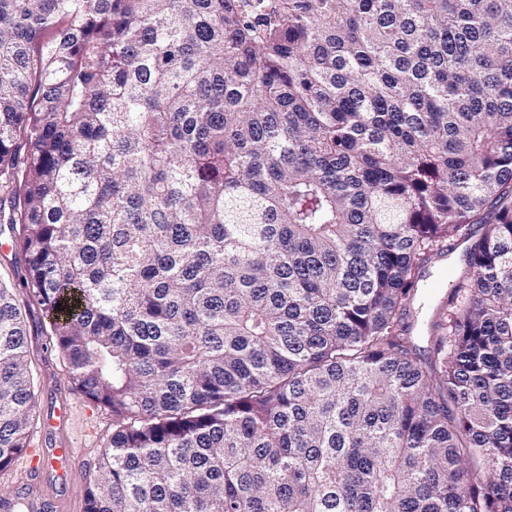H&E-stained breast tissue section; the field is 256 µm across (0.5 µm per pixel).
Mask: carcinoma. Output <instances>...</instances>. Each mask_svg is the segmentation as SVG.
<instances>
[{
	"label": "carcinoma",
	"instance_id": "1",
	"mask_svg": "<svg viewBox=\"0 0 512 512\" xmlns=\"http://www.w3.org/2000/svg\"><path fill=\"white\" fill-rule=\"evenodd\" d=\"M6 209L84 512H512V0H0ZM35 398L0 286V469ZM454 243L452 250L448 255L434 262L426 269L424 277L418 284L413 303L410 307L408 321L414 323L413 334L414 341L420 347L427 349L430 347L428 341L427 321L432 308L443 299L448 283L449 272H456L461 264V254L463 245H457V242L448 241V245ZM444 285L443 288L441 286Z\"/></svg>",
	"mask_w": 512,
	"mask_h": 512
}]
</instances>
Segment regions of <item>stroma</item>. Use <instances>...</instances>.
Listing matches in <instances>:
<instances>
[{
	"label": "stroma",
	"instance_id": "obj_1",
	"mask_svg": "<svg viewBox=\"0 0 512 512\" xmlns=\"http://www.w3.org/2000/svg\"><path fill=\"white\" fill-rule=\"evenodd\" d=\"M17 253L15 230L10 225L0 224V283L12 289L22 310L28 332V360L36 384L35 420L30 437L41 440L46 448L54 444L55 436L48 434L45 428L46 412L61 400L71 404L72 415L64 434L80 444L81 452L69 473L70 491L65 500V512H83L86 484L112 436V412L86 398L71 382L66 360L51 337L48 319L37 300L22 286L25 271ZM461 254V247H454L446 257L426 269L418 284L408 319L414 324V341L420 347L429 344L430 312L443 299L448 275L458 270Z\"/></svg>",
	"mask_w": 512,
	"mask_h": 512
}]
</instances>
